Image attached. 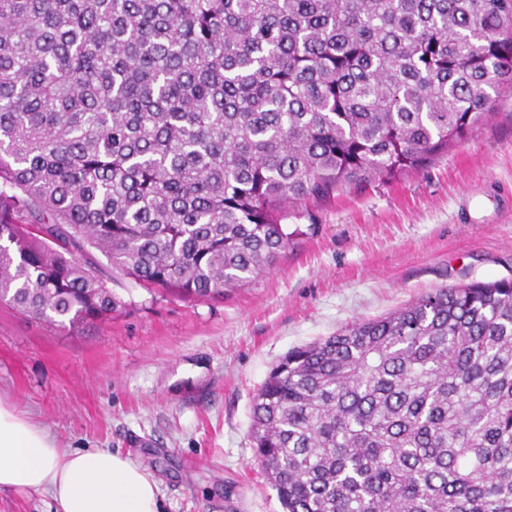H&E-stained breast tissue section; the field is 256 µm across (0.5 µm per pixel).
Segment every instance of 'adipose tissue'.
<instances>
[{
    "instance_id": "obj_1",
    "label": "adipose tissue",
    "mask_w": 512,
    "mask_h": 512,
    "mask_svg": "<svg viewBox=\"0 0 512 512\" xmlns=\"http://www.w3.org/2000/svg\"><path fill=\"white\" fill-rule=\"evenodd\" d=\"M47 494L54 512H160L152 475L120 453L61 448L0 402V489Z\"/></svg>"
}]
</instances>
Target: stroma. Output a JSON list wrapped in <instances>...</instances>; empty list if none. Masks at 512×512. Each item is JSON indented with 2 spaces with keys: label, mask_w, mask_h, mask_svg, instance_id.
<instances>
[{
  "label": "stroma",
  "mask_w": 512,
  "mask_h": 512,
  "mask_svg": "<svg viewBox=\"0 0 512 512\" xmlns=\"http://www.w3.org/2000/svg\"><path fill=\"white\" fill-rule=\"evenodd\" d=\"M273 271L189 301L117 275L111 320L72 333L0 302V401L63 448L147 469L162 512H284L258 464L250 411L292 347L444 285L512 278V94L432 166L288 220Z\"/></svg>",
  "instance_id": "1"
}]
</instances>
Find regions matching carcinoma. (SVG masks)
<instances>
[{
    "mask_svg": "<svg viewBox=\"0 0 512 512\" xmlns=\"http://www.w3.org/2000/svg\"><path fill=\"white\" fill-rule=\"evenodd\" d=\"M512 90V0H0V299L72 330L268 273L291 210L420 171ZM286 512H512V278L289 350Z\"/></svg>",
    "mask_w": 512,
    "mask_h": 512,
    "instance_id": "carcinoma-1",
    "label": "carcinoma"
}]
</instances>
